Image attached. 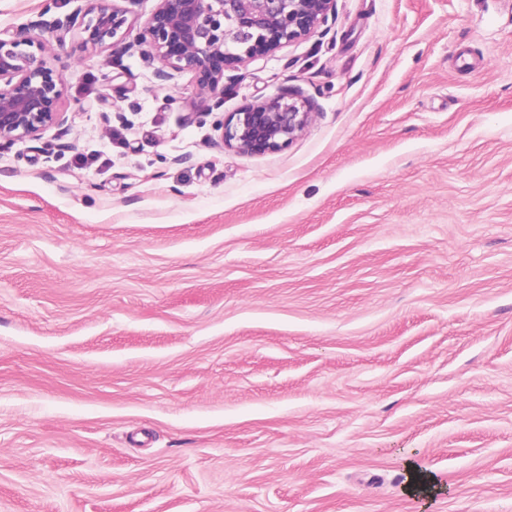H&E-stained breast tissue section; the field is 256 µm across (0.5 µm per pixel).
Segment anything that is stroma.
<instances>
[{"label":"stroma","instance_id":"stroma-1","mask_svg":"<svg viewBox=\"0 0 512 512\" xmlns=\"http://www.w3.org/2000/svg\"><path fill=\"white\" fill-rule=\"evenodd\" d=\"M48 63L68 129L0 153V512H512V0H337L215 111ZM298 89L288 148L224 147ZM311 121L307 101L297 93H276L247 103L216 124L224 147L263 155L287 148Z\"/></svg>","mask_w":512,"mask_h":512}]
</instances>
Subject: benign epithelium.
I'll return each instance as SVG.
<instances>
[{"label": "benign epithelium", "instance_id": "obj_1", "mask_svg": "<svg viewBox=\"0 0 512 512\" xmlns=\"http://www.w3.org/2000/svg\"><path fill=\"white\" fill-rule=\"evenodd\" d=\"M82 16L37 20L0 30V150L36 141L68 122L61 108L64 84L48 65L49 33L59 44L80 27L94 51L137 52L159 64L157 77L171 81L194 74L214 104L222 106L225 72L248 60L269 57L284 45L335 22L336 0H157L143 21L129 19L136 0H85ZM311 121L297 93L260 97L216 124L224 146L263 155L287 148Z\"/></svg>", "mask_w": 512, "mask_h": 512}]
</instances>
